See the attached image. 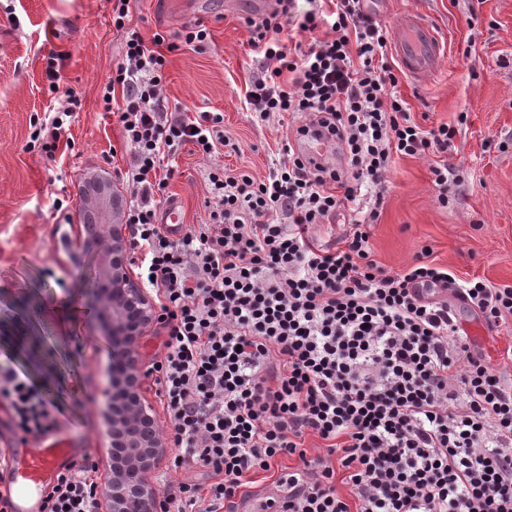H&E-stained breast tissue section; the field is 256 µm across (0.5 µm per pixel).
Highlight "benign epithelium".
Returning <instances> with one entry per match:
<instances>
[{
	"instance_id": "obj_1",
	"label": "benign epithelium",
	"mask_w": 512,
	"mask_h": 512,
	"mask_svg": "<svg viewBox=\"0 0 512 512\" xmlns=\"http://www.w3.org/2000/svg\"><path fill=\"white\" fill-rule=\"evenodd\" d=\"M97 206L117 210L112 183L101 187ZM108 252L99 273L95 298L104 302L96 311L97 323L112 346L107 408L111 409L112 463L106 467L102 491L104 512H157L155 489L149 479L166 452L157 421L141 392V371L136 344L154 319V307L128 274L127 226L86 224Z\"/></svg>"
}]
</instances>
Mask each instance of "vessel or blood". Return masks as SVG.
I'll list each match as a JSON object with an SVG mask.
<instances>
[{
  "label": "vessel or blood",
  "mask_w": 512,
  "mask_h": 512,
  "mask_svg": "<svg viewBox=\"0 0 512 512\" xmlns=\"http://www.w3.org/2000/svg\"><path fill=\"white\" fill-rule=\"evenodd\" d=\"M443 44L436 26L424 15L408 13L393 40L394 56L404 73L417 81L435 76ZM307 162L334 158L331 140L308 141L303 152ZM159 221L174 236L183 230L184 211L180 200L167 201ZM6 462L0 465V486L9 490V512H41L43 492L61 469L80 461L82 452L60 433L47 435L29 448L7 447Z\"/></svg>",
  "instance_id": "1"
}]
</instances>
